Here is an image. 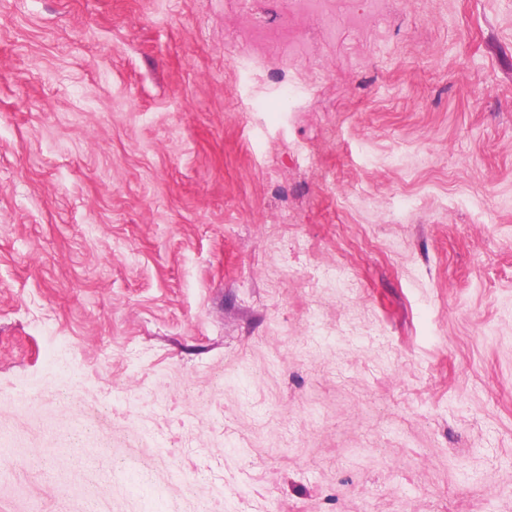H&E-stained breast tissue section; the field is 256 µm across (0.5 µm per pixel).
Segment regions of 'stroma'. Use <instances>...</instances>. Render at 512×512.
Instances as JSON below:
<instances>
[{
  "mask_svg": "<svg viewBox=\"0 0 512 512\" xmlns=\"http://www.w3.org/2000/svg\"><path fill=\"white\" fill-rule=\"evenodd\" d=\"M90 505L512 512V0H0V512Z\"/></svg>",
  "mask_w": 512,
  "mask_h": 512,
  "instance_id": "35a3bbf8",
  "label": "stroma"
}]
</instances>
